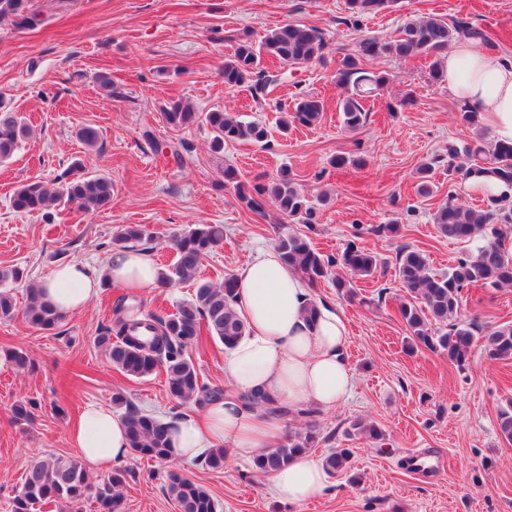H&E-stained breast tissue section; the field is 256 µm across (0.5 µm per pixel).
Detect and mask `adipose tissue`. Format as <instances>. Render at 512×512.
I'll list each match as a JSON object with an SVG mask.
<instances>
[{
	"label": "adipose tissue",
	"instance_id": "1",
	"mask_svg": "<svg viewBox=\"0 0 512 512\" xmlns=\"http://www.w3.org/2000/svg\"><path fill=\"white\" fill-rule=\"evenodd\" d=\"M443 60V82L453 96L479 111L494 142L512 143V57L462 39ZM159 275L149 253L128 249L112 252L100 270L81 260L54 268L40 288L56 309L72 314L88 306L103 280L138 294L154 287ZM233 276L238 288L234 310L246 332L229 351L224 398L203 415L187 413L174 420L176 459L191 460L226 446L234 458L248 460L273 447L281 434V417L248 406L245 395L258 392L291 409H330L343 403L353 388L346 321L334 305L315 302L305 280L276 250L257 247ZM69 438L91 473L111 470L129 453L124 420L101 404L87 405ZM268 482L272 498L300 506L324 496L327 474L319 460L303 453L270 474Z\"/></svg>",
	"mask_w": 512,
	"mask_h": 512
}]
</instances>
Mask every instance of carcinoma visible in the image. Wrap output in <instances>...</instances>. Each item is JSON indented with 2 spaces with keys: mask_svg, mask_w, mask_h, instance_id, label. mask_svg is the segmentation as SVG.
Returning <instances> with one entry per match:
<instances>
[{
  "mask_svg": "<svg viewBox=\"0 0 512 512\" xmlns=\"http://www.w3.org/2000/svg\"><path fill=\"white\" fill-rule=\"evenodd\" d=\"M397 0H346V25L361 28V22L382 13ZM14 18V24L33 25L37 15L29 12V0H0V20ZM477 39L487 47H494L487 32L464 19L451 21L428 14L406 21L392 39L362 35L342 49L336 70V84L346 92L340 102L343 127L359 130L366 122L367 111L362 100L383 88L395 78L387 70L375 71L367 63L383 57L431 60V79L442 80L440 56L448 45L459 39ZM328 41L324 33L311 26L286 23L270 31L258 43L244 40L233 55L224 59L223 76L227 88L247 86L254 99L267 96L282 79L280 70H268L263 61L267 57L285 66L301 67L324 59ZM324 106L321 100L301 99L289 119L283 120L309 127L319 121ZM167 126L184 129L195 124H206L213 132L211 147L224 150V145L237 142L263 143L268 137L265 124L244 121L219 109L200 112L186 101H178L162 109ZM30 136V128L16 112L0 111V162L9 160L20 142ZM474 157L477 162L458 164L452 172L467 180L471 175L487 171L508 188H512V144H495L490 150L483 146H459L448 142V160L460 156ZM224 182L232 185L238 201L256 214L264 213L267 203L290 222L303 224L309 230L318 223L320 209L297 188L290 170L284 168L270 184L249 181L232 166L224 169ZM112 179L106 175L82 174L73 178L60 177L48 184L29 181L13 194L12 207L18 212H42L51 217V209L65 199L80 211L102 208L112 201ZM432 222L441 236L467 243L478 238L482 242L476 253L459 259L448 271L431 270L427 254L419 249L405 247L397 255V275L401 287L410 300L400 304L399 312L410 332L411 346H424L441 351L448 360L462 368L474 340L478 339L488 357L497 360L512 359V325H499L475 336L472 323L459 316L463 291L471 287L502 288L512 286V259L497 240V233L485 236L488 224H512V196L503 194L490 198V206L476 209L459 198L448 196L432 214ZM153 233L142 224H127L116 235L119 244L148 242ZM224 240V225L198 224L171 237L176 253L175 262L162 269L157 285L173 288L196 279L203 258ZM276 250L282 261L296 270L314 287L334 277L336 290L346 296L354 294L353 278L370 277L379 265L371 251L350 241L338 257L322 254L296 233L283 234L276 241ZM346 275H332L333 268ZM18 268H0V319L14 316L16 302L10 286L23 280ZM236 283L233 275H224V282L215 286L200 281L190 299L176 305L169 314L153 313L141 316L129 314L125 298L116 300L112 319L95 337V346L105 352L112 366L127 377L141 379L157 370L166 373L168 392L180 405L192 404L204 408L224 396V389L211 387L201 381L190 356V349L202 341L203 332L218 340L229 350L245 334V326L236 315L233 304ZM26 322L42 332L59 328L64 314L40 294L39 289L27 290L23 310ZM112 404L125 407L130 453L136 457L156 461L171 458L170 434L172 425L162 419L130 408V402L121 391L112 394ZM320 431L312 422L291 430L274 447L262 451L253 459V470L268 475L285 466L296 455L319 443ZM352 457L349 448H338L324 458L328 473L348 468ZM126 470L115 468L97 483L89 480L81 461L73 457L50 455L33 461L25 472L21 490L13 497L10 512H42L45 505L56 504L70 512L73 506L87 498L99 504L101 512H121L124 501ZM167 488L177 501L180 512H219L218 502L191 478L175 471L167 473Z\"/></svg>",
  "mask_w": 512,
  "mask_h": 512,
  "instance_id": "obj_1",
  "label": "carcinoma"
}]
</instances>
